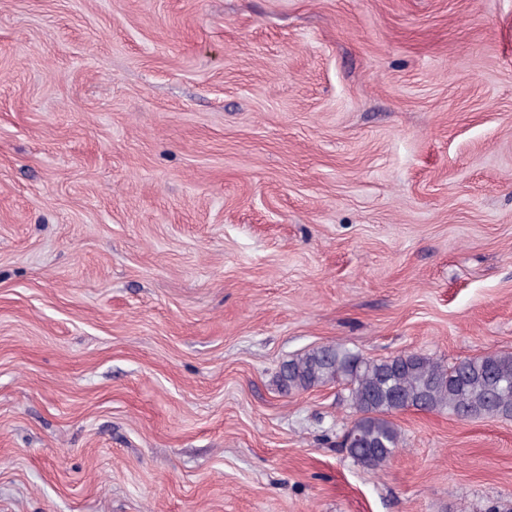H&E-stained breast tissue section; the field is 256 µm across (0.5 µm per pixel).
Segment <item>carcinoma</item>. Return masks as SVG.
<instances>
[{"instance_id": "obj_1", "label": "carcinoma", "mask_w": 512, "mask_h": 512, "mask_svg": "<svg viewBox=\"0 0 512 512\" xmlns=\"http://www.w3.org/2000/svg\"><path fill=\"white\" fill-rule=\"evenodd\" d=\"M285 392L342 383L359 417L348 432L358 444L352 458L380 470L403 447L390 420L408 408L460 419L496 416L512 420V352H489L444 364L421 354L368 358L342 344L323 345L284 363L278 376Z\"/></svg>"}]
</instances>
